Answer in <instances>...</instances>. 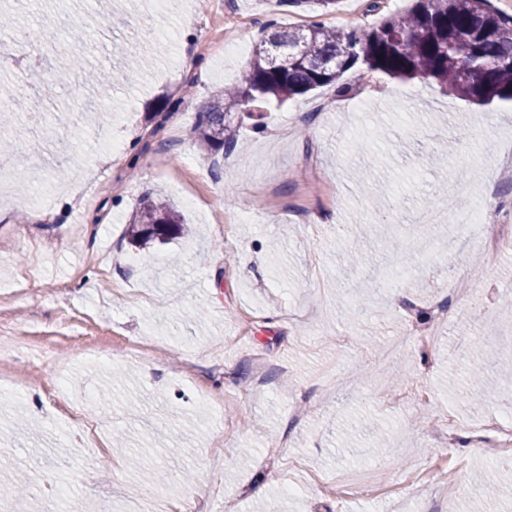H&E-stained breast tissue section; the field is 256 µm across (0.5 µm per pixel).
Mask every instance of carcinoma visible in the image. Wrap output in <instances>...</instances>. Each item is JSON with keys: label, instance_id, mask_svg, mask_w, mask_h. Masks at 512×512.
<instances>
[{"label": "carcinoma", "instance_id": "1", "mask_svg": "<svg viewBox=\"0 0 512 512\" xmlns=\"http://www.w3.org/2000/svg\"><path fill=\"white\" fill-rule=\"evenodd\" d=\"M268 27L272 31L256 43L240 83L214 91L191 131L189 140L210 153L232 148L235 123L245 118L263 127L266 105L274 100L284 102L325 86L349 94L352 87L341 79L352 70L433 82L476 104L512 101V16L490 0H416L401 17L347 32L320 23ZM275 47L294 56L279 63L273 59ZM145 200L128 224L132 243L143 246L189 234L168 200L150 194ZM470 350L472 376L483 384V350L474 344Z\"/></svg>", "mask_w": 512, "mask_h": 512}]
</instances>
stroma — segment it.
<instances>
[{"label":"stroma","instance_id":"1","mask_svg":"<svg viewBox=\"0 0 512 512\" xmlns=\"http://www.w3.org/2000/svg\"><path fill=\"white\" fill-rule=\"evenodd\" d=\"M261 27L321 22L347 31L379 24L415 0H377L353 16L282 0H235ZM225 0H169L155 16L163 51L141 37L150 0H0L31 32L34 65L0 66V88L37 100L41 124L0 132L28 164L11 179L0 219V473L40 467L55 498L21 497L23 512H469L474 474L495 440L456 449L459 433L512 419V395L476 407L464 338L512 354V253L483 251L451 220L484 198L499 211L486 234L512 225V103L476 106L437 85L365 73L346 96L327 86L273 104L263 132L251 121L235 146L209 154L186 135L217 88L235 85L248 56L225 63ZM100 44L85 71L59 79L46 50L73 32ZM146 57L141 70L123 54ZM115 71L105 85L91 73ZM110 104L98 125L86 114ZM66 141L88 169L93 204L44 200L34 181L70 183L58 170ZM448 185L450 194L432 198ZM149 192L163 194L196 234L131 246L127 226ZM409 252L397 250L393 231ZM371 261L340 263L345 242ZM203 317H195V309ZM453 318L433 335L439 311ZM270 365L252 375L255 357ZM64 384L89 428L38 405ZM428 405H420V395ZM301 414H294L295 402ZM388 422L377 452L339 443L344 425ZM165 466L168 486L147 498L140 470Z\"/></svg>","mask_w":512,"mask_h":512}]
</instances>
